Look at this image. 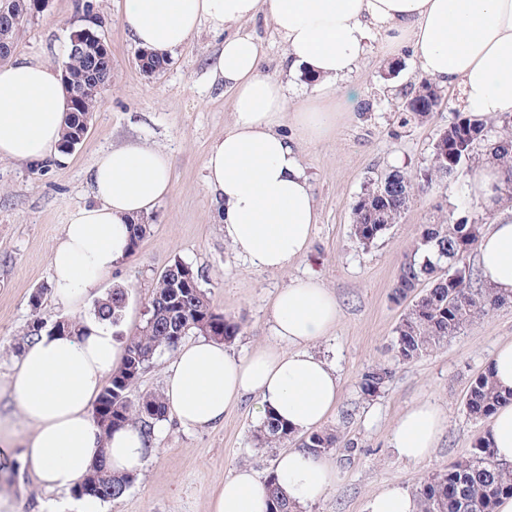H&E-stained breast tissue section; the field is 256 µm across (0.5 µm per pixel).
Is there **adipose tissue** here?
I'll return each instance as SVG.
<instances>
[{"mask_svg": "<svg viewBox=\"0 0 512 512\" xmlns=\"http://www.w3.org/2000/svg\"><path fill=\"white\" fill-rule=\"evenodd\" d=\"M266 14L283 46L286 76L261 73L260 44L225 27ZM121 23L140 49L169 57L203 27L224 33L211 62L233 95V118L208 148L205 184L224 238L258 269H288L308 250L317 201L302 165L303 143L322 138L337 114L324 102L364 59L372 43L410 46L428 76L459 90L476 118L512 115V0H124ZM313 81L307 102L288 108L289 78ZM69 110L59 66L0 62V160L43 165L58 157ZM293 134H286L285 126ZM173 160L148 143H124L98 153L89 177L93 201L77 208L54 245L56 293L78 306L100 277L123 258L128 224L149 215L168 194ZM507 173L491 159L467 174L465 190L493 220L480 239L478 266L499 295L512 297V206L503 194ZM339 316L334 293L318 279L293 278L280 288L271 314L277 347L233 355L209 338L179 346L164 377L170 418L206 429L246 397L258 421L275 416L294 434L322 426L340 402L342 381L312 343ZM78 333L42 332L23 344L4 390L29 428L24 439L0 423V469L21 465L45 490L64 494L69 512H99L72 495L99 458L119 475L140 474L152 436L140 426L111 432L94 422L90 404L122 361L110 324L79 318ZM447 426L445 413L425 401L394 425L390 444L400 459L425 458ZM274 474L282 494L304 507L337 478L326 456L294 447L281 451ZM266 479L236 468L218 489L212 512H268Z\"/></svg>", "mask_w": 512, "mask_h": 512, "instance_id": "obj_1", "label": "adipose tissue"}]
</instances>
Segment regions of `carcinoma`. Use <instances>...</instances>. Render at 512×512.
Returning <instances> with one entry per match:
<instances>
[{
    "label": "carcinoma",
    "instance_id": "obj_1",
    "mask_svg": "<svg viewBox=\"0 0 512 512\" xmlns=\"http://www.w3.org/2000/svg\"><path fill=\"white\" fill-rule=\"evenodd\" d=\"M3 7L22 16L12 30L0 32V43L13 46L29 22L27 15L32 11V0H0V9ZM101 51L102 47L90 37L88 49L65 56L72 109L66 117L61 145L64 150L85 131L98 102L99 91L92 68L94 62L102 58ZM142 60V71L151 75L164 71L169 64L168 59L146 51ZM429 106L430 99L413 95L404 102L403 111L415 119H422L427 116ZM443 137L448 142V157L434 152L431 171L424 174L423 183L396 170L374 184L356 202L353 226L359 244H371L396 223L410 201V191L430 188L435 172L454 173L477 146L489 140L488 132L465 120L448 126ZM493 152L508 171L507 182L512 184V134L507 132L498 136ZM480 237L481 225L465 220L431 224L423 230L414 249L415 256L403 263L394 287L414 289L423 280L432 281V286L419 296L418 308L404 315L396 327L392 350L398 360L410 362L425 356L458 334L465 325L503 302L504 297L491 287H472V272L461 265L464 254L477 248ZM444 265L452 269V273L438 274ZM180 276L190 278L193 286L182 288L178 283ZM200 279L198 271L179 259L157 278L145 324L137 335L126 341L124 361L112 372L94 405L93 417L102 430L108 432L134 424L149 429L166 416L160 395L149 393L133 401L129 392L157 353L178 347L182 337L174 335L176 329L187 327L224 343L239 334L237 322L212 308ZM125 304L126 291L118 287L96 305L94 313L99 319L115 325L122 317ZM389 377L388 368L376 366L362 375L359 388L364 395L374 397ZM511 402L512 393L505 394L496 389L490 372L486 371L471 383L465 407L471 418L484 420ZM292 436L290 429L275 419L257 430V439L270 448ZM300 447L321 455L334 448H348L350 443L337 432L326 430L309 433ZM132 482L130 476L113 474L102 459L98 466L90 469L82 485L83 496L116 501L124 496ZM269 491L270 512H295V504L284 497L272 474L269 475ZM508 494L512 495V470L498 463L496 450L486 436L478 439L469 456L422 478L417 486L421 512H496L498 500Z\"/></svg>",
    "mask_w": 512,
    "mask_h": 512
}]
</instances>
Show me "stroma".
I'll return each instance as SVG.
<instances>
[{"mask_svg": "<svg viewBox=\"0 0 512 512\" xmlns=\"http://www.w3.org/2000/svg\"><path fill=\"white\" fill-rule=\"evenodd\" d=\"M80 0H50L47 9L26 25L13 55L30 61L62 63L81 23ZM103 24L101 33L112 54V79L102 87L84 142L73 152L43 166L0 161V377H8L20 359L17 346L33 312L53 322L73 313L52 292L50 249L69 216L91 203L87 170L94 157L112 145L148 142L173 157L172 191L146 221L151 232L137 252L122 259L98 285L100 294L127 291L126 308L116 329L120 339L138 332L154 284L176 259L202 276L213 308L237 321L241 331L230 342L237 355L275 346L271 304L293 277L315 276L333 291L339 317L318 348L334 357L343 389L327 428L350 440L347 448L327 454L337 471L333 488L304 512H365L370 496L389 484L415 488L432 472L469 454L489 420L476 421L465 409L473 380L485 372L494 349L512 341V303L476 319L429 355L403 363L392 340L410 301H394L400 267L428 224L467 219L489 226L492 217L478 205L464 204V169L435 176L432 188L416 193L408 208L371 245L353 234L352 208L365 188L394 169L420 175L432 167L435 143L449 124L465 119L458 90L441 88L442 104L422 120L401 124L399 110L410 91L426 81L409 48L395 60L382 59V43L342 85L327 105L338 114L331 130L301 148V161L313 177L318 222L305 257L283 272H266L238 256L224 239L204 182L209 145L223 135L232 102L208 73V60L223 43L202 28L171 57L166 69L146 76L139 53L125 34L123 0H92ZM262 46L264 75H280L284 54L271 20L258 16L242 23ZM47 287L40 309L32 293ZM384 366L391 372L381 393L365 397L362 374ZM430 401L448 417V428L424 460L399 459L389 443L398 418L416 404ZM253 400L225 414L206 430L186 429L170 419L156 422L157 445L145 469L118 501L104 512H212L216 490L239 466L260 477L274 468L277 449L261 446ZM55 492H45L22 469L0 472V512H47Z\"/></svg>", "mask_w": 512, "mask_h": 512, "instance_id": "obj_1", "label": "stroma"}]
</instances>
